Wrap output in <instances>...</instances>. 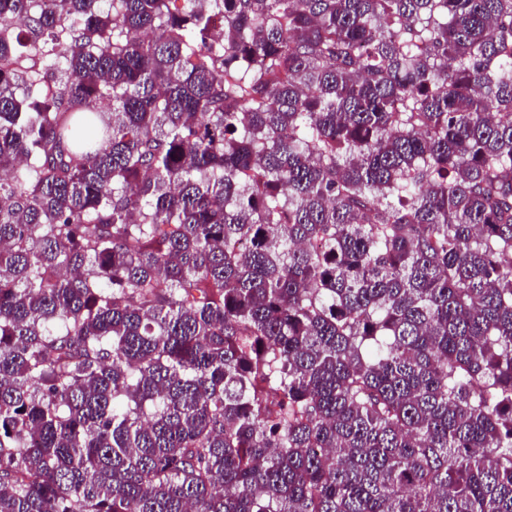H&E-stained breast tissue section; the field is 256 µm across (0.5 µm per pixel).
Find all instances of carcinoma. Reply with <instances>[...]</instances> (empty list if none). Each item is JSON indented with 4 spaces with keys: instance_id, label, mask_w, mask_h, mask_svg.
I'll return each mask as SVG.
<instances>
[{
    "instance_id": "cac0c4a2",
    "label": "carcinoma",
    "mask_w": 512,
    "mask_h": 512,
    "mask_svg": "<svg viewBox=\"0 0 512 512\" xmlns=\"http://www.w3.org/2000/svg\"><path fill=\"white\" fill-rule=\"evenodd\" d=\"M0 0V512H512V0Z\"/></svg>"
}]
</instances>
